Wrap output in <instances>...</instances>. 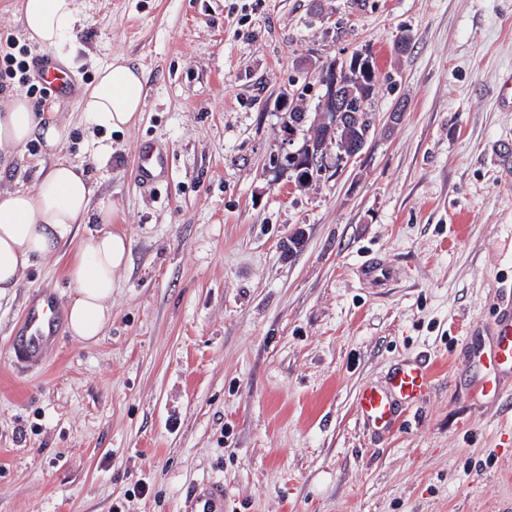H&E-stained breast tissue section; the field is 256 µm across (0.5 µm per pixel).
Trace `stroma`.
<instances>
[{
    "mask_svg": "<svg viewBox=\"0 0 512 512\" xmlns=\"http://www.w3.org/2000/svg\"><path fill=\"white\" fill-rule=\"evenodd\" d=\"M78 4L77 95L14 79L0 106L55 104L59 156L111 202L131 260L104 336L61 331L33 371L9 338L37 290L68 301L74 244L0 297V512H186L208 480L226 512H512V375L477 390L512 304V0ZM356 52L377 64L367 142L298 183L285 158L322 116L320 73ZM117 55L145 107L109 132L80 90ZM149 143L168 171L147 191ZM51 161L9 150L0 190ZM370 257L394 278L364 280ZM411 361L430 390L374 431L359 393ZM167 155L157 150L156 147L144 148L143 163L139 168V179L142 183H150L154 180V172L157 169H165L167 167Z\"/></svg>",
    "mask_w": 512,
    "mask_h": 512,
    "instance_id": "35a3bbf8",
    "label": "stroma"
}]
</instances>
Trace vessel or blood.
I'll return each mask as SVG.
<instances>
[{
  "instance_id": "1",
  "label": "vessel or blood",
  "mask_w": 512,
  "mask_h": 512,
  "mask_svg": "<svg viewBox=\"0 0 512 512\" xmlns=\"http://www.w3.org/2000/svg\"><path fill=\"white\" fill-rule=\"evenodd\" d=\"M37 81L58 97L70 95L75 83L65 66L50 53H42L36 61ZM167 156L157 148L143 151L139 169L141 182L150 183L156 170L166 168ZM62 327L61 305L49 290H41L26 302L16 324L11 349L16 360L29 368L38 367L46 350L58 338ZM491 365L512 369V312H503L497 340L488 354ZM431 374L426 365L413 363L395 370L387 387L370 386L358 397V408L371 425L382 432L393 429L399 403L423 396L430 388ZM190 512H224V485L207 481L194 485L189 492Z\"/></svg>"
}]
</instances>
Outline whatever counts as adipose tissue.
Here are the masks:
<instances>
[{
	"label": "adipose tissue",
	"mask_w": 512,
	"mask_h": 512,
	"mask_svg": "<svg viewBox=\"0 0 512 512\" xmlns=\"http://www.w3.org/2000/svg\"><path fill=\"white\" fill-rule=\"evenodd\" d=\"M16 10L28 40L74 57L81 20L77 0H19ZM82 101L90 125L127 129L143 112L144 74L123 56L112 57L97 67ZM66 132L54 106L37 110L17 96L0 107V148L22 147L36 138L51 155ZM91 196L83 169L63 160L41 169L32 188L0 191V297L19 287L37 259L57 255L64 242L78 239L65 267L72 288L65 318L71 336L80 342L103 336L112 319V291L131 252L129 238L109 228L111 204L92 205ZM85 224L91 225V232L79 235Z\"/></svg>",
	"instance_id": "1"
}]
</instances>
